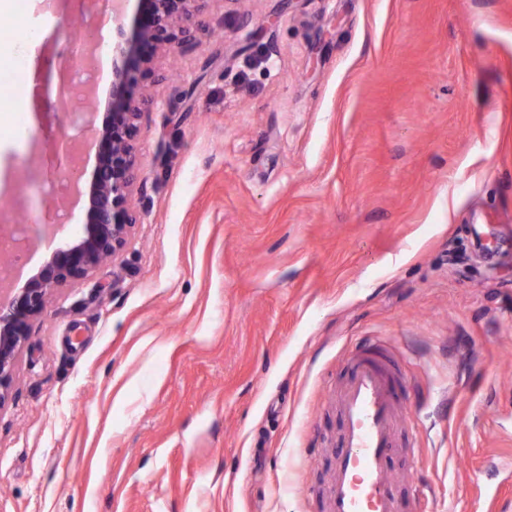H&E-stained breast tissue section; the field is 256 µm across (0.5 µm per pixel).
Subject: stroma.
<instances>
[{
    "mask_svg": "<svg viewBox=\"0 0 512 512\" xmlns=\"http://www.w3.org/2000/svg\"><path fill=\"white\" fill-rule=\"evenodd\" d=\"M44 16L42 74L75 28ZM145 80L126 249L54 290L0 407V512H312L336 390L399 349L435 512H512V0H208ZM10 150L38 225L53 100Z\"/></svg>",
    "mask_w": 512,
    "mask_h": 512,
    "instance_id": "1",
    "label": "stroma"
}]
</instances>
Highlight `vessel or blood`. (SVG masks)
I'll list each match as a JSON object with an SVG mask.
<instances>
[{"label": "vessel or blood", "instance_id": "vessel-or-blood-1", "mask_svg": "<svg viewBox=\"0 0 512 512\" xmlns=\"http://www.w3.org/2000/svg\"><path fill=\"white\" fill-rule=\"evenodd\" d=\"M336 394L340 432L327 484L308 490L315 512H405L392 461L401 445L404 378L394 346L368 339L351 353Z\"/></svg>", "mask_w": 512, "mask_h": 512}]
</instances>
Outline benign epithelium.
I'll return each instance as SVG.
<instances>
[{"label": "benign epithelium", "instance_id": "7a95c632", "mask_svg": "<svg viewBox=\"0 0 512 512\" xmlns=\"http://www.w3.org/2000/svg\"><path fill=\"white\" fill-rule=\"evenodd\" d=\"M207 0H139L140 9L131 27H126L128 0H112V81L107 102L103 103L90 86L83 90L89 115L105 109L102 124L91 121L88 127L96 140L98 153L90 180L77 163L73 147L65 141L57 151L67 161V199L60 202L81 203L85 224L81 232L63 249L52 251L39 271L24 286L17 284L22 271L17 269L0 283V407L9 399L16 362L31 327L41 316L52 291L62 285L87 277L108 259L116 258L127 246L139 213L132 201L138 161L135 142L140 133L141 113L154 106L152 97L138 91L140 81L151 74L156 55L174 50L210 32L204 7ZM97 44L86 34L74 44L72 54L78 62L89 64ZM58 94L70 101L73 88L69 65L59 71Z\"/></svg>", "mask_w": 512, "mask_h": 512}]
</instances>
